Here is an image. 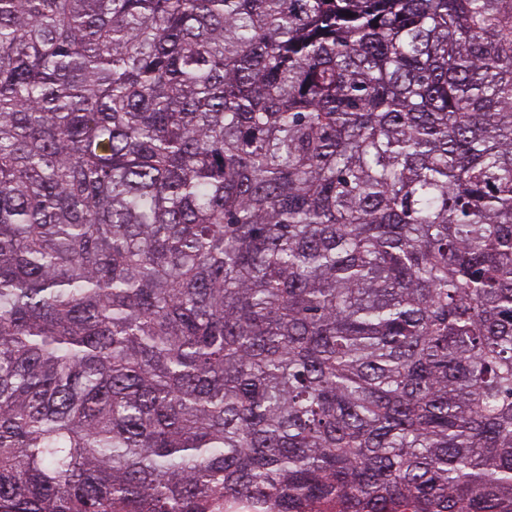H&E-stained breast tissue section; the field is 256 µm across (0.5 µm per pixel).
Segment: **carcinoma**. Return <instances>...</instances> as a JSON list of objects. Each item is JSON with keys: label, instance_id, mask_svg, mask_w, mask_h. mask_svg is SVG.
Returning <instances> with one entry per match:
<instances>
[{"label": "carcinoma", "instance_id": "carcinoma-1", "mask_svg": "<svg viewBox=\"0 0 512 512\" xmlns=\"http://www.w3.org/2000/svg\"><path fill=\"white\" fill-rule=\"evenodd\" d=\"M404 509L512 512V0H0V512Z\"/></svg>", "mask_w": 512, "mask_h": 512}]
</instances>
